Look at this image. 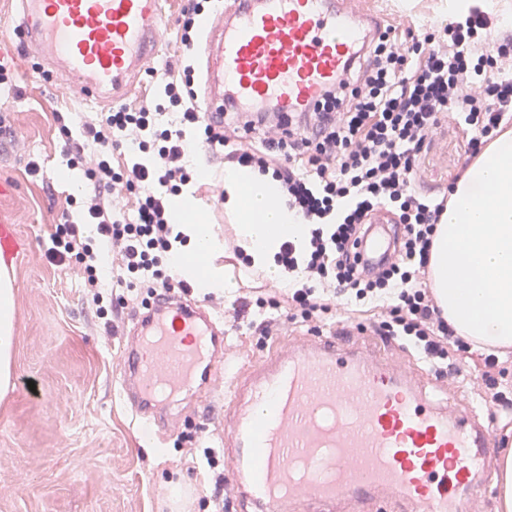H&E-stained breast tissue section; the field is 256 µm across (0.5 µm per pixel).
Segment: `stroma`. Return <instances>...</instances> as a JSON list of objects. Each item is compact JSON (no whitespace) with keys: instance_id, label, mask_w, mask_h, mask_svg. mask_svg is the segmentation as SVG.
I'll return each mask as SVG.
<instances>
[{"instance_id":"35a3bbf8","label":"stroma","mask_w":512,"mask_h":512,"mask_svg":"<svg viewBox=\"0 0 512 512\" xmlns=\"http://www.w3.org/2000/svg\"><path fill=\"white\" fill-rule=\"evenodd\" d=\"M183 0H162L166 25L164 46L152 70L139 74L126 100L138 106L158 95V73L181 48L178 24ZM381 20L421 35L447 22L448 0H371ZM33 55L21 43L10 0H0V63L16 75L12 88L0 90V217L12 221L31 246L10 269L15 280V345L13 370L24 386L0 397V512H239L237 500L217 507L208 466L198 442L219 448L224 438L221 403H182L180 416L161 447H152L144 427L135 426L117 398L123 338L108 331L98 307L118 296L108 265L111 254L100 246L102 288L92 305L76 272L47 258L50 236L58 224L81 222L75 206L85 186L82 169L66 165L58 116L95 111L94 103L64 90L56 79H43L31 69ZM466 133L443 124L420 159L425 185L450 184L465 160ZM41 166L38 176L27 172L29 161ZM194 168H206L191 193L200 203L222 247L211 261L230 266L235 288L224 299L232 306L251 301L250 318L260 311L254 301L276 287L274 278L257 275L234 253L237 222L217 196L224 171L207 167L203 153L189 156ZM380 310L355 312L347 322L351 342L368 343L400 357L414 368L422 363L398 342L376 335ZM249 320L229 323L225 361L240 365L268 352L273 341H295L307 333L302 324L287 323L272 339L253 336Z\"/></svg>"}]
</instances>
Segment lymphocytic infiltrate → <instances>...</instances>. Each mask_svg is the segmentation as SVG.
I'll use <instances>...</instances> for the list:
<instances>
[{"label": "lymphocytic infiltrate", "mask_w": 512, "mask_h": 512, "mask_svg": "<svg viewBox=\"0 0 512 512\" xmlns=\"http://www.w3.org/2000/svg\"><path fill=\"white\" fill-rule=\"evenodd\" d=\"M204 0H186L179 19L181 53L168 62L163 103L142 101L137 109L118 106L81 121L85 143H70L75 162L85 164L83 221L60 224L49 258L60 266L83 267L88 295H96L98 255L84 234L95 225L112 250L118 286L144 290L190 291L177 279L168 257L174 233L170 199L191 180L186 166L187 130L200 132L198 148L209 161L251 168L279 186L300 223L309 225L305 252L282 243L277 263L301 271L298 288H277L257 306L272 315L252 323L253 335L270 338L286 322L320 327L328 313L337 322L353 310L334 309L336 296L352 295L389 305L380 336L415 349L438 374H457L469 344L444 317L432 288L429 256L437 224L452 200L453 187L428 191L420 184V156L443 121L472 129L468 158H477L503 132L512 113V25L480 6L423 38L399 37L394 25L346 67V79L326 91L312 110L283 116L228 107L203 110L191 86L188 56L198 39ZM179 112L180 123L162 127V108ZM150 155L115 169V150ZM136 197L132 221L119 219L114 201ZM392 215L399 228L392 258L379 269L363 266L358 246L375 215ZM483 371L474 389L478 399L512 410L501 390L506 370L497 354L481 357Z\"/></svg>", "instance_id": "obj_1"}]
</instances>
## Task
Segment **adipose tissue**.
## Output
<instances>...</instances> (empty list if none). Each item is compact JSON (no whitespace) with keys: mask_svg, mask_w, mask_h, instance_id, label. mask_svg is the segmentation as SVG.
<instances>
[{"mask_svg":"<svg viewBox=\"0 0 512 512\" xmlns=\"http://www.w3.org/2000/svg\"><path fill=\"white\" fill-rule=\"evenodd\" d=\"M224 206L238 213V244L252 267L272 274L288 285L301 284L300 275L288 272L276 262L282 242L293 241L303 247L308 228L297 223L281 197L277 185L267 176L249 169L224 171ZM173 222L184 237L172 258L173 269L207 291L228 292L234 286L229 273L210 263L209 257L220 247L209 225L204 224L200 204L191 196L174 199ZM14 281L6 266L0 265V393L13 386Z\"/></svg>","mask_w":512,"mask_h":512,"instance_id":"1","label":"adipose tissue"}]
</instances>
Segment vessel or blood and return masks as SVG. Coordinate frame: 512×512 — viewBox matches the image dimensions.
Listing matches in <instances>:
<instances>
[{"mask_svg":"<svg viewBox=\"0 0 512 512\" xmlns=\"http://www.w3.org/2000/svg\"><path fill=\"white\" fill-rule=\"evenodd\" d=\"M350 0H242L205 23L209 112L225 99L302 112L343 78L378 30ZM26 46L80 94L111 104L162 45L160 0H19ZM380 219L359 251L392 255ZM26 244L0 219V259ZM224 318L189 295L161 293L123 331L119 398L163 436L159 405L224 401V462L242 512H482L499 448L495 414L431 388L367 345L303 337L241 369L224 356ZM224 374L214 394L211 380Z\"/></svg>","mask_w":512,"mask_h":512,"instance_id":"b4317fda","label":"vessel or blood"}]
</instances>
